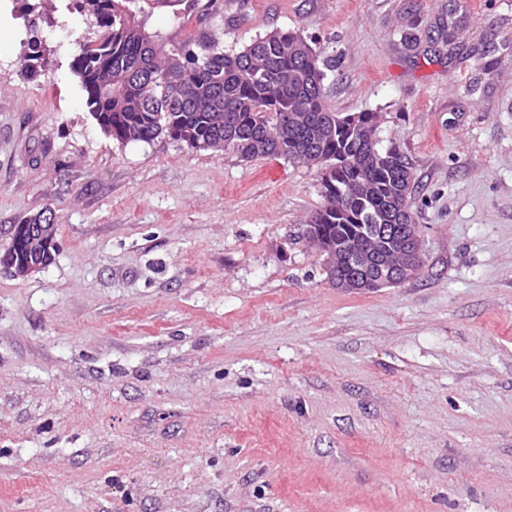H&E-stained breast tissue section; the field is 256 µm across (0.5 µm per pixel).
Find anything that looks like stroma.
Instances as JSON below:
<instances>
[{"mask_svg":"<svg viewBox=\"0 0 512 512\" xmlns=\"http://www.w3.org/2000/svg\"><path fill=\"white\" fill-rule=\"evenodd\" d=\"M222 2L225 45L303 30L331 109L379 113L422 271L335 288L314 168L118 144L70 0H0V245L56 226L46 268L0 270V512H512V0Z\"/></svg>","mask_w":512,"mask_h":512,"instance_id":"obj_1","label":"stroma"}]
</instances>
